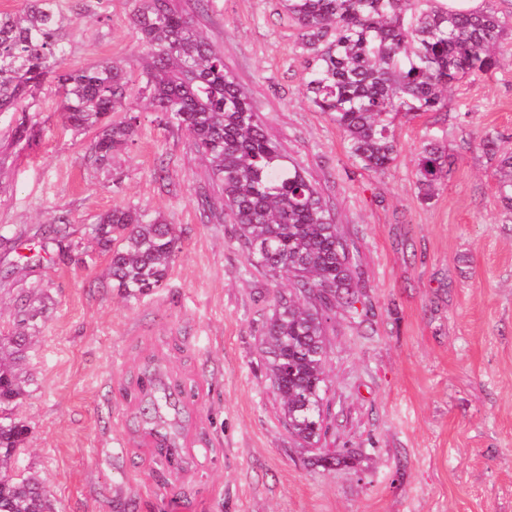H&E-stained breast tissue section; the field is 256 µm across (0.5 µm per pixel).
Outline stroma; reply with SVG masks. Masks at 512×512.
Segmentation results:
<instances>
[{
    "instance_id": "obj_1",
    "label": "stroma",
    "mask_w": 512,
    "mask_h": 512,
    "mask_svg": "<svg viewBox=\"0 0 512 512\" xmlns=\"http://www.w3.org/2000/svg\"><path fill=\"white\" fill-rule=\"evenodd\" d=\"M174 5L223 53L354 256L357 302L334 304L325 324L327 433L320 451L303 447L265 373L273 294L298 287L248 266L186 132L142 108L133 144L91 165V134L63 130L48 83L26 114L38 144L14 139L17 113L0 114V335L22 303L50 299L15 409L30 427L23 466L57 512H512V212L494 177L512 152V54L452 86L445 109L396 118V159L371 172L307 100L306 56L278 0ZM60 7L72 21L68 67L141 55L132 0ZM428 139L453 165L425 202L415 160ZM125 205L161 212L180 233L163 288L135 303L88 233ZM59 214L92 261L41 249ZM148 370L194 391L176 470L140 443ZM323 452L348 460L327 466Z\"/></svg>"
}]
</instances>
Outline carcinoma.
Instances as JSON below:
<instances>
[{"label": "carcinoma", "mask_w": 512, "mask_h": 512, "mask_svg": "<svg viewBox=\"0 0 512 512\" xmlns=\"http://www.w3.org/2000/svg\"><path fill=\"white\" fill-rule=\"evenodd\" d=\"M133 26L145 54L140 70L148 106L185 130L222 187L224 210L238 225L251 267L273 279L294 277L309 295L303 307L285 292L273 298L260 345L268 378L289 431L305 445L325 433L326 337L323 311L333 301L356 302L349 245L303 168L266 134L224 56L172 0H133ZM298 29L307 55L306 98L344 134L352 158L379 172L395 160L393 121L447 105L448 88L487 74L503 58L507 24L489 9L450 12L436 0H279ZM70 22L59 0H27L18 12H0V112H25L27 101L53 82L63 127L94 133L90 158L98 166L133 141L138 104L129 98L128 72L110 61L61 67ZM114 112L131 116L112 120ZM453 161L436 142L416 157L421 198L429 201ZM497 192L512 213V154L499 161ZM55 217L48 243L66 239ZM110 256L112 286L138 301L164 286L179 249L177 228L159 213L135 205L99 216L91 231ZM0 336V512H55L42 482L17 474L14 464L30 428L14 414L30 379L18 366L30 346L31 321Z\"/></svg>", "instance_id": "carcinoma-1"}]
</instances>
